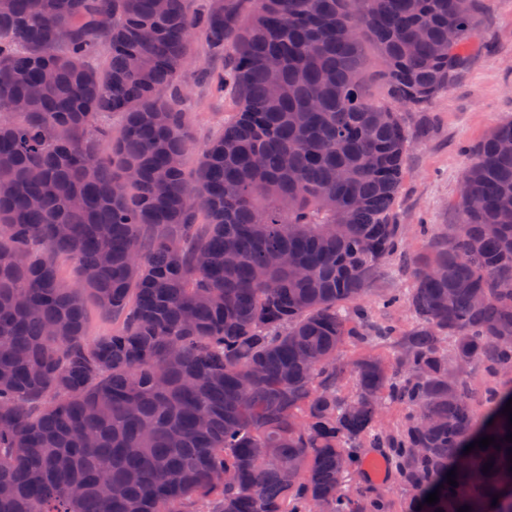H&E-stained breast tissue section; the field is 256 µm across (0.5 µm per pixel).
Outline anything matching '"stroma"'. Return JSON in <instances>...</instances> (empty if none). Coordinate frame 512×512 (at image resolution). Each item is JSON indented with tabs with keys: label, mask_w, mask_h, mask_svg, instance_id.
<instances>
[{
	"label": "stroma",
	"mask_w": 512,
	"mask_h": 512,
	"mask_svg": "<svg viewBox=\"0 0 512 512\" xmlns=\"http://www.w3.org/2000/svg\"><path fill=\"white\" fill-rule=\"evenodd\" d=\"M476 22L474 36L462 48L466 63L453 87L437 94L422 110L398 112L412 138L394 203L403 240L373 277L367 298L374 320L392 321L396 336L348 347L346 360L372 354L392 361L398 336L410 329L414 318L406 304L387 309L380 299L407 293L411 286L407 266L429 242L421 225L442 233L459 222L458 202L472 147L497 124L512 121V0H484ZM195 56V63L182 73L181 85L193 146L198 149L231 121L237 104L233 85L225 81L228 68L223 55L199 42Z\"/></svg>",
	"instance_id": "1"
}]
</instances>
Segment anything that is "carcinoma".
<instances>
[{"label": "carcinoma", "mask_w": 512, "mask_h": 512, "mask_svg": "<svg viewBox=\"0 0 512 512\" xmlns=\"http://www.w3.org/2000/svg\"><path fill=\"white\" fill-rule=\"evenodd\" d=\"M478 6L0 0V512H391L369 448L407 512H512V380H467L512 374V121L410 263L394 362L343 357L393 333L363 301L400 242L408 149L364 94L363 42L420 109L454 85ZM199 39L232 46L238 110L191 170ZM88 300L112 334L87 337Z\"/></svg>", "instance_id": "1"}]
</instances>
